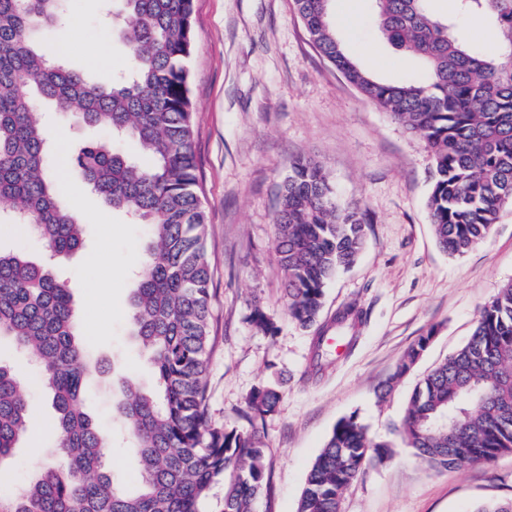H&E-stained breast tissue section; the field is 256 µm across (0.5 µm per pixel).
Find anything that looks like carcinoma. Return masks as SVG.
I'll list each match as a JSON object with an SVG mask.
<instances>
[{
    "label": "carcinoma",
    "instance_id": "carcinoma-1",
    "mask_svg": "<svg viewBox=\"0 0 512 512\" xmlns=\"http://www.w3.org/2000/svg\"><path fill=\"white\" fill-rule=\"evenodd\" d=\"M68 2L0 0V200L11 204L12 223L28 226L52 257L78 252L82 225L60 204L48 173L50 145L38 107L49 102L75 122L112 134L84 146L72 163L92 192L146 228L144 271L134 281L130 310L154 386L125 378L115 405L139 461V491L130 494L110 473L109 435L84 410L90 379L108 369L86 356L76 334L70 283L20 248L0 249V338L39 363L63 459L42 465L21 490L0 495V512H207L218 484L221 512H253L258 496L271 493L263 425L281 396L269 385L255 389L238 426L216 427L208 415L212 277L185 68L192 0H121L125 20L115 37L128 70L106 85L69 67L62 55L45 58L35 41L40 31L66 23ZM371 2L383 40L420 59V80L383 82L360 67L336 40L330 0H295V6L318 51L363 96L422 136L433 160L427 205L434 236L443 251L461 256L512 211V0H458L456 17L446 20L430 0ZM471 17L498 31L495 54L466 36ZM127 139L151 165L122 151ZM274 224L288 315L315 332L312 367L319 372L331 355V331L349 348L356 341L348 327L323 322L322 312L327 284L364 248L365 224L337 200L323 166L311 158L291 165ZM249 322L266 335L276 332L258 307ZM429 341L422 336L407 351L378 387L379 400ZM29 417L16 373L0 363V463L12 455ZM394 431L435 470L512 454L511 280L482 307L467 343L416 387ZM393 447L371 437L356 417L341 420L309 466L296 512H340L344 490Z\"/></svg>",
    "mask_w": 512,
    "mask_h": 512
}]
</instances>
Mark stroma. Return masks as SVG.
Masks as SVG:
<instances>
[{
    "instance_id": "stroma-1",
    "label": "stroma",
    "mask_w": 512,
    "mask_h": 512,
    "mask_svg": "<svg viewBox=\"0 0 512 512\" xmlns=\"http://www.w3.org/2000/svg\"><path fill=\"white\" fill-rule=\"evenodd\" d=\"M100 0H73L64 28L38 37L42 53H66L70 65L107 83L127 67L110 29L98 23ZM331 21L347 53L375 78H419L417 57L385 44L371 0H331ZM193 46L187 62L198 194L208 217L212 271V349L208 411L214 425L240 422L249 394L275 384L282 398L264 426L271 495L255 512H296L308 467L336 424L354 415L370 435L391 437L422 376L464 345L482 306L512 279V214H504L478 247L461 256L435 242L427 198L432 158L424 141L365 98L316 49L294 0H193ZM60 136L50 172L66 194H79L85 245L62 270L93 359L109 378L149 382L145 352L131 336L130 272L142 266L143 225L129 223L82 187L67 157L104 131L73 124L43 108ZM321 162L338 200L358 209L367 245L357 263L325 290L323 316L349 301L367 314L354 348L322 372L309 373L311 332L288 317L273 224L279 189L299 158ZM261 308L277 326L257 333L248 321ZM431 341L403 376L395 371L419 339ZM396 384L385 401L375 390ZM31 412L45 422L20 439L1 489L26 484L55 459L54 410L43 387H25ZM487 499H512V454L490 464L429 469L396 445L343 493L341 512H471Z\"/></svg>"
}]
</instances>
